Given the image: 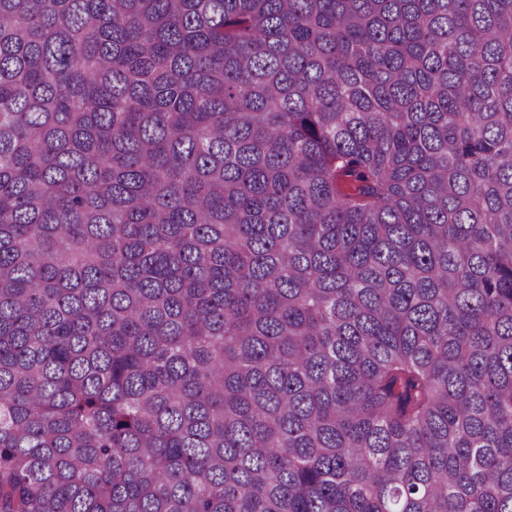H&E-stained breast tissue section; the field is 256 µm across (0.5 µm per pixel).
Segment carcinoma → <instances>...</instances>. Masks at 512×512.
<instances>
[{"mask_svg": "<svg viewBox=\"0 0 512 512\" xmlns=\"http://www.w3.org/2000/svg\"><path fill=\"white\" fill-rule=\"evenodd\" d=\"M0 512H512V0H0Z\"/></svg>", "mask_w": 512, "mask_h": 512, "instance_id": "obj_1", "label": "carcinoma"}]
</instances>
